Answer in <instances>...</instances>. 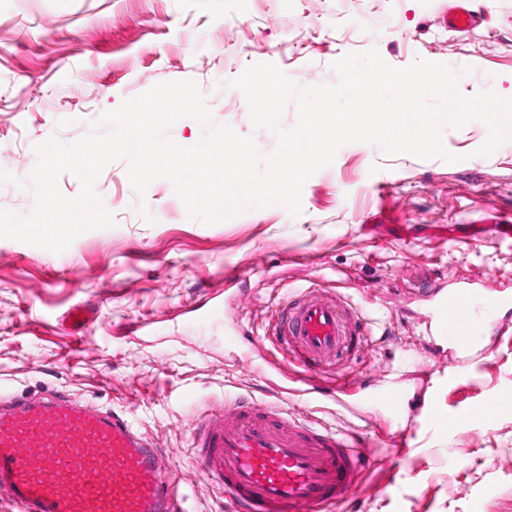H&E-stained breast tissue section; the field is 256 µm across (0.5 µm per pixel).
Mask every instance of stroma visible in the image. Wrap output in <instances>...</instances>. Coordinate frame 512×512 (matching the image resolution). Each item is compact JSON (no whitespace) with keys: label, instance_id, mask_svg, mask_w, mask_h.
I'll return each instance as SVG.
<instances>
[{"label":"stroma","instance_id":"obj_1","mask_svg":"<svg viewBox=\"0 0 512 512\" xmlns=\"http://www.w3.org/2000/svg\"><path fill=\"white\" fill-rule=\"evenodd\" d=\"M443 4L0 0V157L12 161L0 169V209L29 214L35 145L87 135L147 91L145 70L195 81L214 121L265 156L274 135L228 85L257 63L332 84L336 60L374 48L397 68L420 58L470 67L460 90L512 97V0H472L469 33L438 24ZM487 135L479 121L445 129L455 163L350 143L306 181L300 214L267 206L210 225L189 217L169 180L140 196L126 162L108 165L95 191L113 226L59 253L0 238V392L61 391L127 410L177 477L185 512H233L190 438L198 409L237 397L367 445L363 486L340 512H512V406L450 425L512 394V305L497 311L498 333L461 354L435 336L427 295L492 277L512 296V238L499 231L512 222V141L478 155ZM307 287L341 296L369 327L340 404L306 394L307 376L273 339L281 302ZM78 303L93 315L76 337L61 317ZM390 391L401 412L383 406Z\"/></svg>","mask_w":512,"mask_h":512}]
</instances>
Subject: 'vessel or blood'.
<instances>
[{
	"mask_svg": "<svg viewBox=\"0 0 512 512\" xmlns=\"http://www.w3.org/2000/svg\"><path fill=\"white\" fill-rule=\"evenodd\" d=\"M459 32L475 28L470 0H451L438 16ZM482 321L464 318L473 294ZM435 326L466 352L506 297L495 279L479 289L436 291ZM275 340L292 363L314 373L340 372L365 342V325L341 297L298 290L281 312ZM191 454L237 512H328L352 498L364 467L358 438L333 435L273 405L241 398L208 406L194 419ZM0 498L17 512H179L178 481L158 448L127 411L83 403L57 392L0 393Z\"/></svg>",
	"mask_w": 512,
	"mask_h": 512,
	"instance_id": "obj_1",
	"label": "vessel or blood"
}]
</instances>
